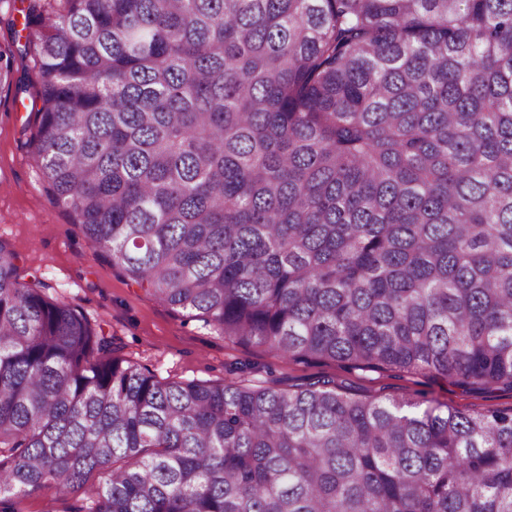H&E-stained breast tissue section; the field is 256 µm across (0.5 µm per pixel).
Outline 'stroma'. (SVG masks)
<instances>
[{
	"instance_id": "obj_1",
	"label": "stroma",
	"mask_w": 512,
	"mask_h": 512,
	"mask_svg": "<svg viewBox=\"0 0 512 512\" xmlns=\"http://www.w3.org/2000/svg\"><path fill=\"white\" fill-rule=\"evenodd\" d=\"M25 8L24 0L0 7V49L15 53L13 79L0 89V239L17 254L23 280L39 279L45 295L84 312L112 338L119 355L147 366L162 381L245 379L288 389L327 376L363 393L384 386L422 391L464 411L512 408L511 390L286 360L263 347L231 343L140 288L105 252L94 251L68 211L51 199L27 146L36 75L31 58L19 52ZM86 504L81 491L61 498L37 491L10 500L15 512H77Z\"/></svg>"
}]
</instances>
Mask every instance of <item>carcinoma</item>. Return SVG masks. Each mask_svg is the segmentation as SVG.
<instances>
[{
  "label": "carcinoma",
  "instance_id": "cac0c4a2",
  "mask_svg": "<svg viewBox=\"0 0 512 512\" xmlns=\"http://www.w3.org/2000/svg\"><path fill=\"white\" fill-rule=\"evenodd\" d=\"M61 2L26 8L30 147L134 283L231 343L512 389V0ZM84 489L512 512V409L162 382L0 239V512Z\"/></svg>",
  "mask_w": 512,
  "mask_h": 512
}]
</instances>
